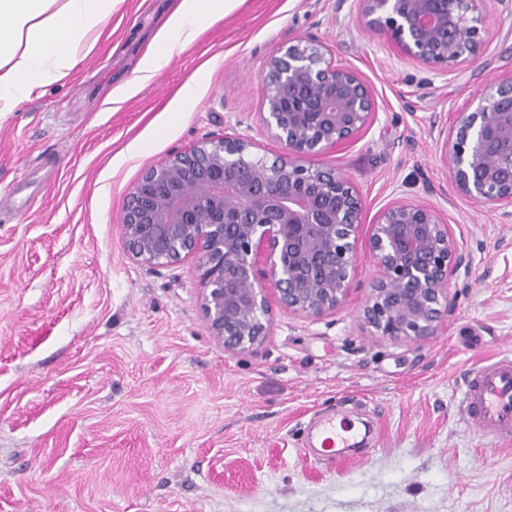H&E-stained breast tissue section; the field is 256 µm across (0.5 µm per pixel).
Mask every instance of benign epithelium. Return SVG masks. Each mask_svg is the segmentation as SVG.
Instances as JSON below:
<instances>
[{"instance_id":"obj_1","label":"benign epithelium","mask_w":512,"mask_h":512,"mask_svg":"<svg viewBox=\"0 0 512 512\" xmlns=\"http://www.w3.org/2000/svg\"><path fill=\"white\" fill-rule=\"evenodd\" d=\"M359 2L365 28L431 68L473 63L492 33L483 0ZM262 89V129L281 153L258 157L254 139L226 134L170 154L130 188L122 224L134 262H196L200 309L226 350L263 343L270 290L297 314L335 310L358 260L362 199L348 177L311 157L372 124L368 84L324 43L301 37L270 54ZM443 152L460 195L512 216V75L452 112ZM369 248L380 275L363 307L366 327L392 340L433 335L467 266L448 225L429 205L396 200L377 216Z\"/></svg>"}]
</instances>
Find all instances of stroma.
Here are the masks:
<instances>
[{"label":"stroma","instance_id":"stroma-1","mask_svg":"<svg viewBox=\"0 0 512 512\" xmlns=\"http://www.w3.org/2000/svg\"><path fill=\"white\" fill-rule=\"evenodd\" d=\"M169 2L123 0L75 70L0 115V512H512V437H483L461 394L467 369L512 356V220L459 195L442 150L454 108L512 73V0H484L494 38L443 74L365 29L357 0H237L134 84ZM299 37L375 100L356 141L313 158L362 198L357 266L335 311L271 302L263 344L227 350L195 261L126 255L127 193L207 138L280 153L261 136V78ZM397 199L436 209L470 257L421 340L362 321L379 276L372 223ZM360 411L373 439L358 455L310 450L314 419Z\"/></svg>","mask_w":512,"mask_h":512}]
</instances>
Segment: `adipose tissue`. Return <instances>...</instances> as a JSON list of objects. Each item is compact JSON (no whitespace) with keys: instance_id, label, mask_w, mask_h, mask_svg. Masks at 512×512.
Listing matches in <instances>:
<instances>
[{"instance_id":"obj_1","label":"adipose tissue","mask_w":512,"mask_h":512,"mask_svg":"<svg viewBox=\"0 0 512 512\" xmlns=\"http://www.w3.org/2000/svg\"><path fill=\"white\" fill-rule=\"evenodd\" d=\"M122 2L0 0V114L77 68L80 44L99 37ZM234 2L178 0L140 61L137 83L150 80L176 48L192 42Z\"/></svg>"}]
</instances>
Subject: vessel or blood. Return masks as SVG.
Here are the masks:
<instances>
[{"mask_svg":"<svg viewBox=\"0 0 512 512\" xmlns=\"http://www.w3.org/2000/svg\"><path fill=\"white\" fill-rule=\"evenodd\" d=\"M463 408L467 418L488 439L512 435V358L501 357L470 370L462 380ZM322 448L349 447V429L325 417L318 422Z\"/></svg>","mask_w":512,"mask_h":512,"instance_id":"obj_1","label":"vessel or blood"}]
</instances>
